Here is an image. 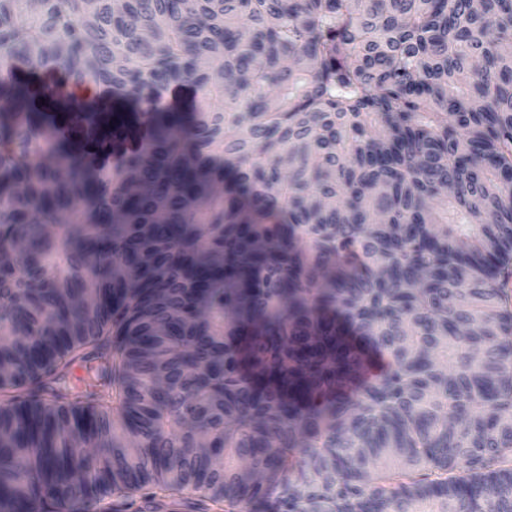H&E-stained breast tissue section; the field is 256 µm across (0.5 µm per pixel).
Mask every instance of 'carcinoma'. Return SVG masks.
<instances>
[{
  "label": "carcinoma",
  "instance_id": "carcinoma-1",
  "mask_svg": "<svg viewBox=\"0 0 512 512\" xmlns=\"http://www.w3.org/2000/svg\"><path fill=\"white\" fill-rule=\"evenodd\" d=\"M17 245L0 512H512V0H0Z\"/></svg>",
  "mask_w": 512,
  "mask_h": 512
}]
</instances>
